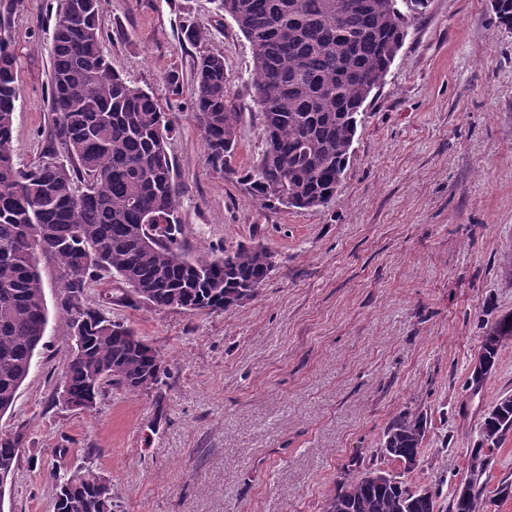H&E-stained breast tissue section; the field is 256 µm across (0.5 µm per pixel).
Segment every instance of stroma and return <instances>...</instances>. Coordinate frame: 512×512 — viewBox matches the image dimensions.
Listing matches in <instances>:
<instances>
[{"label": "stroma", "instance_id": "1", "mask_svg": "<svg viewBox=\"0 0 512 512\" xmlns=\"http://www.w3.org/2000/svg\"><path fill=\"white\" fill-rule=\"evenodd\" d=\"M57 4L24 0L11 18L22 163L41 157L52 129ZM192 23L207 34L195 45L181 35ZM101 25L113 68L173 116L185 250L261 244L276 263L232 310L106 308L168 372L152 392H115L80 414L54 400L70 331L59 269L40 258L45 344L0 417V429L26 430L0 512H51L50 471L88 465L110 479L114 512H322L352 459L399 471L378 447L404 411L429 426L404 479L447 507L485 410L512 394V339L481 391L468 386L486 332L512 314V34L490 0H429L411 20L336 198L310 211L263 208L205 161L192 105L205 51L223 54L242 112L234 167L250 168L262 144L250 46L212 0H106Z\"/></svg>", "mask_w": 512, "mask_h": 512}]
</instances>
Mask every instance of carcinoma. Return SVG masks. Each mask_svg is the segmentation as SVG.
I'll return each instance as SVG.
<instances>
[{
  "instance_id": "1",
  "label": "carcinoma",
  "mask_w": 512,
  "mask_h": 512,
  "mask_svg": "<svg viewBox=\"0 0 512 512\" xmlns=\"http://www.w3.org/2000/svg\"><path fill=\"white\" fill-rule=\"evenodd\" d=\"M105 0H60L52 34V138L40 160L15 162L18 59L9 24L23 0H0V416L12 410L45 335L47 308L38 256L60 269L59 306L81 346L67 350L65 408L95 412L108 391L148 393L166 374L159 352L130 326L87 303L104 275L105 303L150 310L214 313L256 297L273 251L241 245L217 257L187 255L174 217L180 188L167 150L173 120L154 97L118 74L103 50ZM248 41L251 93L262 116L259 158L244 174L232 167L241 115L226 90L224 56L194 62L193 108L206 163L238 177L261 206L314 210L345 177L366 103L384 82L411 15L429 0H214ZM512 33V0L493 7ZM512 338V315L499 319L477 355L486 377ZM428 418L402 412L386 425L379 454L415 469ZM512 431V395L484 417L480 441L448 512H486L495 450ZM25 433L0 434V468L15 469ZM346 469L323 512H440L431 491L380 468ZM53 512H112V484L98 470L53 471Z\"/></svg>"
}]
</instances>
